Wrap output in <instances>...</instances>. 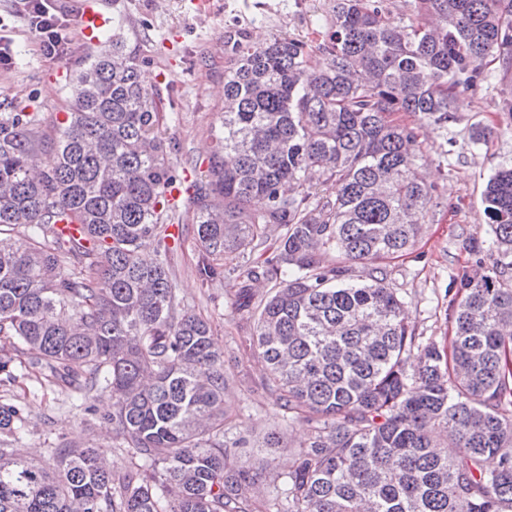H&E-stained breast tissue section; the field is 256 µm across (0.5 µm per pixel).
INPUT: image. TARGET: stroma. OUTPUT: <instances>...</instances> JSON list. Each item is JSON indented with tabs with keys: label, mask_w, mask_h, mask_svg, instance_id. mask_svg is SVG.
I'll return each instance as SVG.
<instances>
[{
	"label": "stroma",
	"mask_w": 512,
	"mask_h": 512,
	"mask_svg": "<svg viewBox=\"0 0 512 512\" xmlns=\"http://www.w3.org/2000/svg\"><path fill=\"white\" fill-rule=\"evenodd\" d=\"M69 17L73 41L70 55L47 59L36 50L34 36L16 11L14 0H0V40L10 43L12 67L0 68V113H40L45 129L64 120L68 84L92 51L79 39L86 4L113 19L123 20L130 50L142 59L141 78L158 88L166 111L176 120L162 129L175 142L171 165L182 192L172 233L177 242L176 288L190 310L208 319L213 339L224 353L229 376L225 393L228 415L224 429L231 439H244L241 463L271 459L274 472L291 469L304 434L289 423L274 396L263 389L265 364L252 341L253 318L235 303L241 286L233 274L211 281L198 272L203 252L196 239V215L190 185L204 177L214 150L210 129L224 94V36L229 28L246 29L251 43L262 44L276 35L308 39L315 20L328 12L330 0H58ZM512 94V73L462 90L454 103L455 119L446 126L429 119L403 116L417 134L422 158L419 173L437 188L438 204L431 207L416 246L386 265L387 280L405 298L408 323L417 335L446 343L451 327L448 285L460 272L479 271L471 239L488 237L482 192L499 163L512 159V119L503 115L501 101ZM494 127L495 134L481 149L470 141L473 124ZM22 406L28 416L14 446L23 456L49 465L51 449L91 445L116 469L127 466L121 439L104 416L112 409L109 397L93 393L89 406H80L71 390L39 369L16 366L13 377L0 374V401ZM278 428L279 447L265 445V435Z\"/></svg>",
	"instance_id": "1"
}]
</instances>
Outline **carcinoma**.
I'll list each match as a JSON object with an SVG mask.
<instances>
[{
	"label": "carcinoma",
	"instance_id": "1",
	"mask_svg": "<svg viewBox=\"0 0 512 512\" xmlns=\"http://www.w3.org/2000/svg\"><path fill=\"white\" fill-rule=\"evenodd\" d=\"M316 26L317 41L259 46L227 31L221 129L192 199L203 279L258 251L274 282L253 342L265 389L308 431L268 512H512V162L483 190L492 264L452 279L448 344L419 340L382 267L415 245L436 193L393 115L443 126L487 58L511 72L512 0H409L398 18L386 0H332ZM122 28L53 134L37 112L0 113V373L27 355L85 400L108 392L132 462L114 470L91 447L29 460L5 448L27 415L1 403L0 512H252L271 461L241 465L225 440L224 352L174 281L175 146Z\"/></svg>",
	"mask_w": 512,
	"mask_h": 512
}]
</instances>
